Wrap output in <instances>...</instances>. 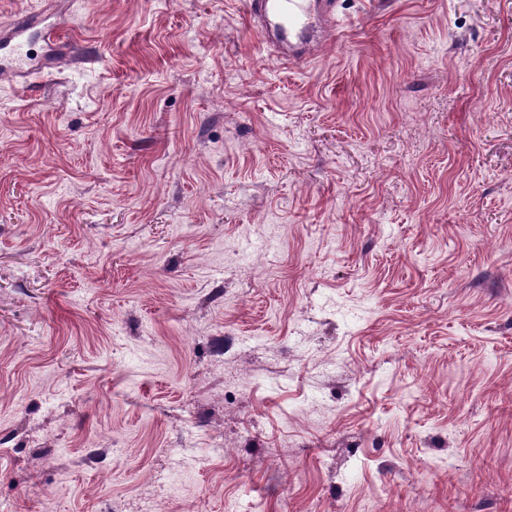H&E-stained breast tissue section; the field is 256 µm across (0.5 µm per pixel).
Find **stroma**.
<instances>
[{
  "label": "stroma",
  "mask_w": 512,
  "mask_h": 512,
  "mask_svg": "<svg viewBox=\"0 0 512 512\" xmlns=\"http://www.w3.org/2000/svg\"><path fill=\"white\" fill-rule=\"evenodd\" d=\"M339 11L0 0L5 512H512V0ZM338 0H248L251 26L283 65L311 62V47L341 26ZM38 28L48 47L46 58L51 67L59 64L71 52L61 45L62 36L57 26L44 25L40 15L24 16L0 30V51L2 73H10L23 78L36 74L42 67L34 68L30 63L29 30Z\"/></svg>",
  "instance_id": "obj_1"
}]
</instances>
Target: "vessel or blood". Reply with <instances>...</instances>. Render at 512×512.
I'll return each mask as SVG.
<instances>
[{
    "label": "vessel or blood",
    "mask_w": 512,
    "mask_h": 512,
    "mask_svg": "<svg viewBox=\"0 0 512 512\" xmlns=\"http://www.w3.org/2000/svg\"><path fill=\"white\" fill-rule=\"evenodd\" d=\"M338 8V0H247L251 26L274 57L289 66L312 61V47L325 34L337 32ZM34 28L48 47L49 64H59L67 56L58 27L44 24L41 17L25 16L0 29V71L23 78L34 75L29 54V32Z\"/></svg>",
    "instance_id": "obj_1"
}]
</instances>
